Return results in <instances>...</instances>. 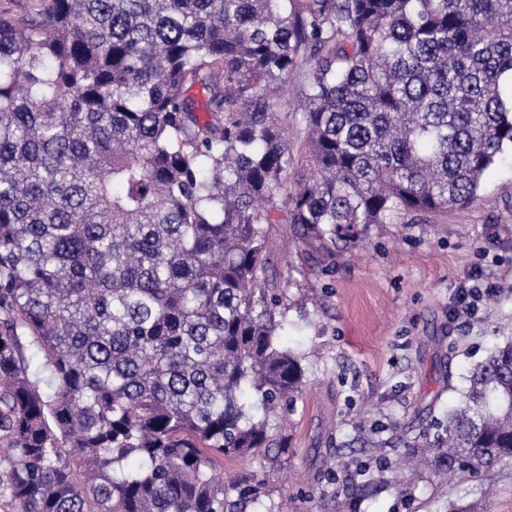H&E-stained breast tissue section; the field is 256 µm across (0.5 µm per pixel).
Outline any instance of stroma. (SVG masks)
<instances>
[{"label":"stroma","instance_id":"obj_1","mask_svg":"<svg viewBox=\"0 0 512 512\" xmlns=\"http://www.w3.org/2000/svg\"><path fill=\"white\" fill-rule=\"evenodd\" d=\"M270 237L268 272L288 286L284 341L306 354L309 383L284 430L287 452L250 464L267 484L266 504L274 512H336L340 501L346 512H450L482 499L488 512H512V466L448 484L421 466L402 487L366 495L344 475L331 482L320 473L354 423L447 408L467 368L512 335V153L489 168L468 207L401 215L322 263L289 225H273ZM474 275L498 289L464 321L453 313L455 292Z\"/></svg>","mask_w":512,"mask_h":512}]
</instances>
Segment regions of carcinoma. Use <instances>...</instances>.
I'll list each match as a JSON object with an SVG mask.
<instances>
[{
  "instance_id": "1",
  "label": "carcinoma",
  "mask_w": 512,
  "mask_h": 512,
  "mask_svg": "<svg viewBox=\"0 0 512 512\" xmlns=\"http://www.w3.org/2000/svg\"><path fill=\"white\" fill-rule=\"evenodd\" d=\"M509 149L512 0L0 10V502L264 506L258 473L222 471L288 450L279 422L308 379L266 275L271 225L333 254L401 213L467 207ZM355 429L375 467L326 464L363 491L404 455L434 477L511 465L512 336L441 417Z\"/></svg>"
}]
</instances>
